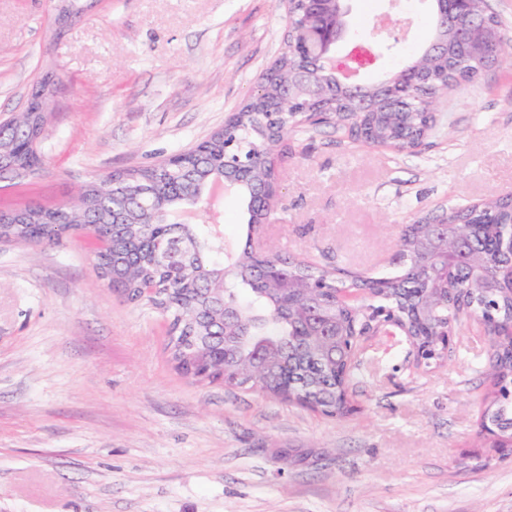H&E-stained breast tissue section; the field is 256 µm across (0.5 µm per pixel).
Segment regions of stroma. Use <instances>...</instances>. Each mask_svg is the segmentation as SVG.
Returning <instances> with one entry per match:
<instances>
[{
    "label": "stroma",
    "instance_id": "1",
    "mask_svg": "<svg viewBox=\"0 0 512 512\" xmlns=\"http://www.w3.org/2000/svg\"><path fill=\"white\" fill-rule=\"evenodd\" d=\"M0 0V122L54 72L41 174L0 181V211L71 200L98 176L188 151L256 91L281 51L286 0ZM377 81L432 31L399 0ZM420 153L300 128L279 157L263 233L296 259L371 279L399 270L402 227L512 195V66L448 92ZM159 309L99 278L92 247L0 242V512H512V458L478 440L488 343L455 327L420 366L394 328L366 337L360 412L336 421L171 360Z\"/></svg>",
    "mask_w": 512,
    "mask_h": 512
}]
</instances>
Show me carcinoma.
I'll use <instances>...</instances> for the list:
<instances>
[{
  "label": "carcinoma",
  "instance_id": "1",
  "mask_svg": "<svg viewBox=\"0 0 512 512\" xmlns=\"http://www.w3.org/2000/svg\"><path fill=\"white\" fill-rule=\"evenodd\" d=\"M296 34L284 41L280 75L259 81L255 94L204 141L194 160H165L100 176L68 207L34 205L16 214H0V234L16 242L31 238L50 243L86 224L111 233V248L94 256L101 279L130 302L146 300L169 320V345L176 368L199 381H221L231 388L256 390L342 419L349 412V388L359 358L342 344L360 329L371 302L392 309L398 330L411 343L430 348V361L445 359L440 331L448 318L474 312L484 316L481 331L489 343L488 377L492 387L483 398V414L497 433L498 445L512 442V401L499 385L512 379V339L502 335L512 323V255L491 245L512 235V205L490 197L448 208L407 224L398 237L402 272L371 280L339 270L296 261L285 253L243 250L231 256L216 240L211 224H171L174 207L169 187L177 183L184 201L203 190L213 171L224 165L226 146L253 156L250 185L240 191L249 230L266 222L275 200L254 210L256 188L278 180L268 158L288 132L303 122L307 104L287 99L286 85L297 67ZM448 89L458 88L489 67V57L475 53L448 35V58L414 61L433 72L448 70ZM430 83L412 92L411 112L397 122L387 104L368 92L336 96L323 108L336 124L357 133L370 132L368 146L413 152L430 128V105L440 90ZM10 134L19 147L0 158L18 181L33 177L20 156L30 152L29 118L16 116ZM178 247L175 265L161 268L154 253ZM325 283L320 292L310 290Z\"/></svg>",
  "mask_w": 512,
  "mask_h": 512
}]
</instances>
